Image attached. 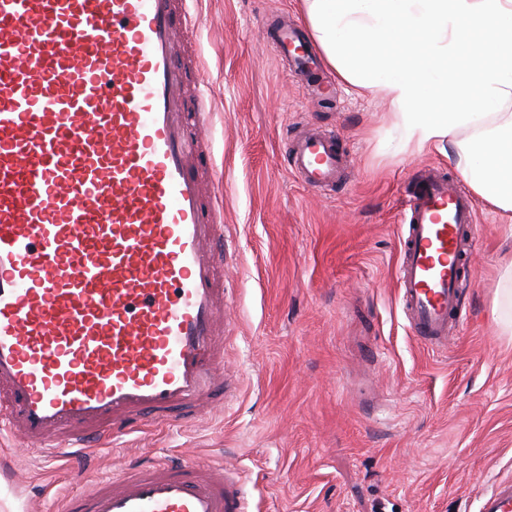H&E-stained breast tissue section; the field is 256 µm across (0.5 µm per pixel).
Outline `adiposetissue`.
Returning <instances> with one entry per match:
<instances>
[{
    "mask_svg": "<svg viewBox=\"0 0 512 512\" xmlns=\"http://www.w3.org/2000/svg\"><path fill=\"white\" fill-rule=\"evenodd\" d=\"M301 11L338 77L388 101L405 144L451 143L474 193L512 212V0H301Z\"/></svg>",
    "mask_w": 512,
    "mask_h": 512,
    "instance_id": "1",
    "label": "adipose tissue"
}]
</instances>
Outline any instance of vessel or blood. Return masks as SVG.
<instances>
[{"label": "vessel or blood", "mask_w": 512, "mask_h": 512, "mask_svg": "<svg viewBox=\"0 0 512 512\" xmlns=\"http://www.w3.org/2000/svg\"><path fill=\"white\" fill-rule=\"evenodd\" d=\"M177 0H0V426L85 457L227 397L223 204L197 154L211 97L179 64ZM290 72L316 67L274 23ZM345 155L304 132L290 168L332 189ZM477 202L426 171L406 194L398 288L420 341L462 327L460 275ZM237 468L172 454L127 465L64 512H250ZM480 512H512V478Z\"/></svg>", "instance_id": "obj_1"}]
</instances>
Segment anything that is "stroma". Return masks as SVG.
<instances>
[{
	"mask_svg": "<svg viewBox=\"0 0 512 512\" xmlns=\"http://www.w3.org/2000/svg\"><path fill=\"white\" fill-rule=\"evenodd\" d=\"M184 57L212 95L211 160L223 183L224 371L235 390L187 424L148 427L100 450L89 469L10 446L0 512H48L130 462L175 452L242 473L253 512H478L512 474V335L494 315L512 218L479 206L447 349L412 335L397 283L402 194L422 172L460 174L435 148L407 147L389 106L339 81L332 96L292 77L263 24L301 23L299 0H195ZM335 131L349 166L329 191L288 168V140Z\"/></svg>",
	"mask_w": 512,
	"mask_h": 512,
	"instance_id": "1",
	"label": "stroma"
}]
</instances>
